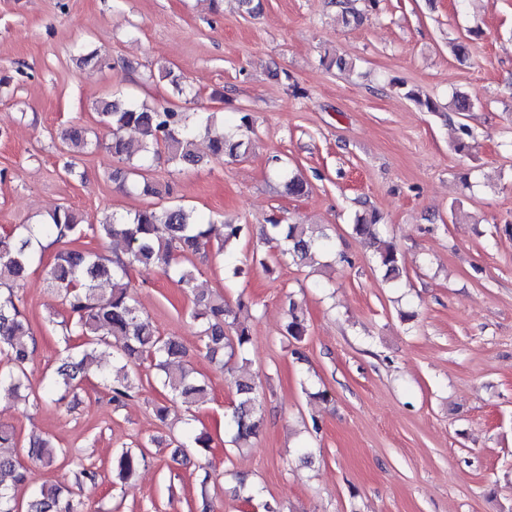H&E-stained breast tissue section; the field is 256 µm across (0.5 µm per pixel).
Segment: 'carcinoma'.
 <instances>
[{
  "label": "carcinoma",
  "instance_id": "1",
  "mask_svg": "<svg viewBox=\"0 0 512 512\" xmlns=\"http://www.w3.org/2000/svg\"><path fill=\"white\" fill-rule=\"evenodd\" d=\"M159 78L168 81L179 96L191 95L171 70ZM99 121L112 131L106 149L112 157L125 164L115 171L113 181L129 194L153 196L160 202L148 205L119 218L105 216L90 226L92 234L102 239H120L121 252L103 261L98 254L87 250H65L57 253L47 268V275L60 290L68 319L64 321L65 341L76 336L80 344L65 346V355L54 374L44 386L46 397L59 392L73 391L91 377L100 378L116 407L134 397L136 386L131 378L129 363L146 358L159 374L163 387L172 402L187 406L202 405L210 400L212 388L198 377L184 357L182 344L173 337L157 333L151 321L137 307L132 291L130 272L135 267H156L173 278L195 301L191 318L199 327L207 355L222 368L232 371L229 364L246 362L251 341L250 327L240 319L249 305L238 300L232 307L220 295L201 292L196 288L194 265L189 257L208 248L224 255L231 264L233 275L243 273L237 264L234 246L248 231L246 224L223 222L224 232L212 243L213 222L205 220L194 208L178 203H163L170 195L164 187L149 180L147 175L163 165L170 171H181L199 164L198 142L203 141L213 156H240L249 150L244 132L251 129L253 119L240 113L238 124L224 126L215 112H179L170 107H150L134 100L112 96L95 105ZM136 130L140 139L127 140L123 132ZM67 148L85 153L93 144L76 131L64 135ZM290 195L306 192V182L297 174L277 171ZM380 218L372 213L358 215L353 229L356 234L376 244L375 263L383 270L385 279L401 277L399 258L394 244L381 238ZM85 234L80 215L69 207H59L42 224H13L0 226V399L28 402L36 395L27 363L35 340L24 318L20 304L24 281L41 260L43 239L55 242L78 239ZM261 237L273 248L277 257L289 258L295 264L313 263L316 255L332 250L327 228L313 224H282L273 219L262 226ZM110 286L102 291V283ZM286 334L300 342L307 335L302 307L291 302L288 306ZM112 347V369L101 370L99 351ZM236 401L224 415V433L230 443L242 448L256 437L262 422L261 384L253 375L232 376ZM212 437L203 428L187 423L181 445L194 448L211 447ZM15 435L0 430V512H83V502L76 498L73 487L98 482L100 473L82 468L74 474L71 487L43 484L27 504L16 497V489L28 481V471L13 454ZM27 454L44 465H52L63 450L48 436L29 437ZM145 461V453L125 449L112 457V474L119 480L134 475Z\"/></svg>",
  "mask_w": 512,
  "mask_h": 512
}]
</instances>
